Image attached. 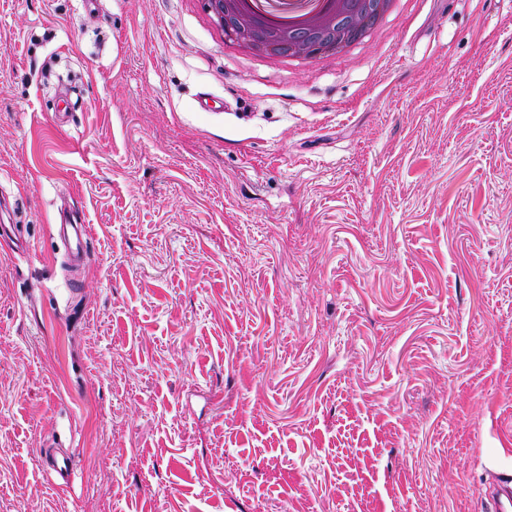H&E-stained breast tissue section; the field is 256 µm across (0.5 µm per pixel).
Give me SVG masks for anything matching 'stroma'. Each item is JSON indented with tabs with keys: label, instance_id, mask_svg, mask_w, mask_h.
Wrapping results in <instances>:
<instances>
[{
	"label": "stroma",
	"instance_id": "stroma-1",
	"mask_svg": "<svg viewBox=\"0 0 512 512\" xmlns=\"http://www.w3.org/2000/svg\"><path fill=\"white\" fill-rule=\"evenodd\" d=\"M0 194L10 512H489L512 474V0L307 58L204 0H0ZM58 234L70 244L68 256L71 260H78L87 242L88 233L85 224H77L73 216L67 212H59L56 218ZM46 470L58 482V485H67L72 474V459L67 450L56 448L51 450L45 460Z\"/></svg>",
	"mask_w": 512,
	"mask_h": 512
}]
</instances>
